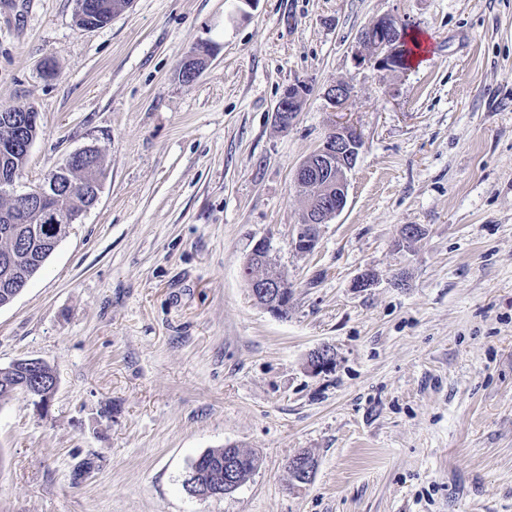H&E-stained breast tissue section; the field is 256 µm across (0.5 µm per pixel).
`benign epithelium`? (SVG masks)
<instances>
[{"instance_id":"obj_1","label":"benign epithelium","mask_w":512,"mask_h":512,"mask_svg":"<svg viewBox=\"0 0 512 512\" xmlns=\"http://www.w3.org/2000/svg\"><path fill=\"white\" fill-rule=\"evenodd\" d=\"M368 34L361 42L369 49V54L358 56V64L376 70L403 69L402 38L403 27L390 16H383L367 28ZM305 87L293 85L281 96L276 107L279 126L286 128L296 116L295 106L300 102ZM353 94L348 83L330 86L325 92L329 104L338 112L346 110ZM364 140L361 131L352 123L342 122L333 125L319 147L296 169L294 182L299 191L309 195L324 184L326 191L308 207L301 224L297 225L292 240L294 248L301 254L312 252L320 237L321 226L333 220L346 206L349 175L356 166ZM92 151L84 149L72 153L64 164L56 168L47 180L30 190L16 189V179L0 180V194L9 196L15 208L26 210L36 208L45 219L54 224L55 240L69 233L70 227L84 210L94 206L102 187V175L93 172L82 183V190L88 195L89 203L73 212L58 211L50 206V201L58 194L67 195L75 186L70 174L75 172L74 162L85 160ZM250 292L254 301L273 316H278L282 305L290 298L289 290L283 288L279 279L252 277ZM336 362L334 349L324 345L310 353L308 365L316 373L330 370Z\"/></svg>"}]
</instances>
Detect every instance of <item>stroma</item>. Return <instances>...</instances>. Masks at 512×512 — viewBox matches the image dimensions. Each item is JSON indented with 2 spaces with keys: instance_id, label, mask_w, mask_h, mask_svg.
Wrapping results in <instances>:
<instances>
[{
  "instance_id": "obj_1",
  "label": "stroma",
  "mask_w": 512,
  "mask_h": 512,
  "mask_svg": "<svg viewBox=\"0 0 512 512\" xmlns=\"http://www.w3.org/2000/svg\"><path fill=\"white\" fill-rule=\"evenodd\" d=\"M386 15L426 45L402 72L357 63ZM339 82L344 112L324 96ZM15 104L39 121L20 189L87 147L104 174L0 307V369L57 377L47 410L0 406V512H512V0H132L92 31L74 0H0ZM344 121L364 139L347 205L298 253L294 173ZM406 224L423 234L403 245ZM261 239L292 286L284 318L242 277ZM228 445L259 470L187 494ZM305 87L301 85L289 86L281 96L276 107V118L280 127L287 128L295 119V106L300 102ZM228 455L231 457L244 458L242 467L239 469V480L240 485L244 484L252 474L258 469L260 460L254 453L243 450L238 446H232L229 448H216L207 451L198 459L195 460L191 467V471L185 480L184 487L187 493L190 495L193 491L204 490L212 488L214 484V474L217 470H223L224 467V488L233 490L231 492H223L217 494H229L234 492L238 487L237 481V470L238 464L224 461ZM239 485V486H240ZM214 494V495H217Z\"/></svg>"
}]
</instances>
